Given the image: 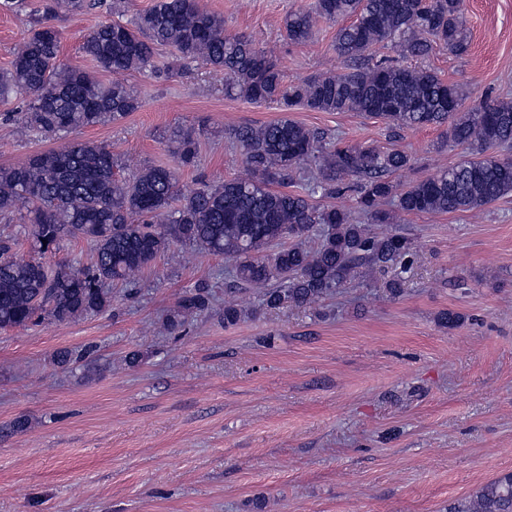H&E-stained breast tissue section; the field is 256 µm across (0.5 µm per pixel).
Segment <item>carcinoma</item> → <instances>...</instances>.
Segmentation results:
<instances>
[{
    "label": "carcinoma",
    "instance_id": "obj_1",
    "mask_svg": "<svg viewBox=\"0 0 512 512\" xmlns=\"http://www.w3.org/2000/svg\"><path fill=\"white\" fill-rule=\"evenodd\" d=\"M95 7L96 0H42L30 12V36L14 51L10 68L0 71V102L23 101L27 129L65 140L0 167V213L25 212L27 234L41 254L78 237L95 249L88 266L51 269L37 259L15 258L11 240L0 239V329L64 323L105 310L109 285L134 281L175 241L234 261L242 286L263 289V306L309 305L366 271L405 268L411 241L376 235L367 224H388L397 212L479 210L512 193V157L486 154L494 146L512 149V100L487 99L464 112L463 91L437 72L370 57L380 44L417 60L437 48L467 53L462 0H315L311 9L288 14L286 35L305 43L317 20L355 17L336 32V53L347 68L289 83L271 52L245 34L227 33L224 18L198 0H156L131 23L98 24L81 50L105 72L143 71L158 48L171 47L176 60L201 61L223 74L231 96L275 101L285 111L361 112L395 130L444 126L445 140L468 151L461 163L401 187L389 176L408 166L407 154L328 142L284 118L233 130L248 176L205 183L187 195L174 168L150 166L120 178L110 145L68 139L78 128L118 122L142 107L126 82L102 83L58 63L61 33L48 21L61 10ZM169 141L182 164L194 162L193 132L173 128ZM305 165L315 170L305 192L286 191ZM347 176L360 178L354 207L315 202L348 191ZM388 201L395 212L383 209ZM283 239L294 244L267 252ZM208 307L205 289H195L168 315L167 329L176 331ZM448 512H512V472L449 501Z\"/></svg>",
    "mask_w": 512,
    "mask_h": 512
}]
</instances>
